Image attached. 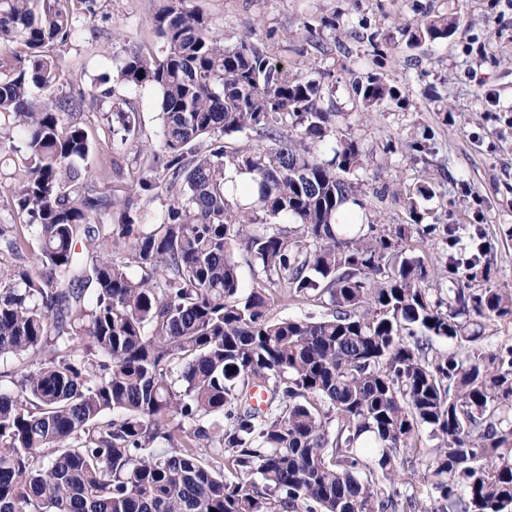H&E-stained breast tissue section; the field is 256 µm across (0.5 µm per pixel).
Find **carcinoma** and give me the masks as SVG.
<instances>
[{
  "instance_id": "1",
  "label": "carcinoma",
  "mask_w": 512,
  "mask_h": 512,
  "mask_svg": "<svg viewBox=\"0 0 512 512\" xmlns=\"http://www.w3.org/2000/svg\"><path fill=\"white\" fill-rule=\"evenodd\" d=\"M182 3L154 14L162 54L132 50L117 69L160 94L159 170L135 194L165 210L140 224L130 198L102 224L111 195L82 167L87 131L64 119L80 100L48 96L59 50L102 0H0V159L19 170L3 207L39 254L0 265V367L17 366L0 388V512H417L424 494L423 512H512V344L487 335L512 321V289L488 286L480 229L463 255L460 225L424 223L425 178L403 206L421 239L439 238L436 266L408 253L403 224L366 216L337 233L340 207L366 210L367 153L317 107L325 77L226 42ZM456 30L433 16L409 44ZM351 87L366 112L400 101L373 73ZM112 108V133L144 149L137 113ZM245 130L271 145L227 149ZM230 167L256 199L225 194ZM25 244L0 223V248L19 258ZM237 249L253 262L248 292ZM441 267L448 287H427ZM270 288L330 309L277 318ZM203 448L262 487L226 479Z\"/></svg>"
}]
</instances>
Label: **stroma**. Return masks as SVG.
Returning a JSON list of instances; mask_svg holds the SVG:
<instances>
[{
    "label": "stroma",
    "mask_w": 512,
    "mask_h": 512,
    "mask_svg": "<svg viewBox=\"0 0 512 512\" xmlns=\"http://www.w3.org/2000/svg\"><path fill=\"white\" fill-rule=\"evenodd\" d=\"M159 0H107L102 18L85 22L63 52L53 93L84 94L75 115L96 144L88 172L113 202L132 196L142 169L137 148L121 143L106 119L108 104L93 97L100 75L115 72L133 49L160 54L153 15ZM208 16L226 39L257 45L303 73H322L331 86L320 103L337 130L360 137L370 153L362 175L369 209L386 223L407 218L404 188L427 177L435 196L424 202L429 224L461 225L457 249L471 247L480 225L490 247L492 282L512 289V0H185ZM457 20L447 40L408 47V31L423 19ZM390 53L375 66L374 44ZM378 72L398 86L403 105L364 113L350 87L351 70ZM115 100L138 112L141 139L158 144L157 93L116 83ZM431 134L432 150L412 160L406 140Z\"/></svg>",
    "instance_id": "stroma-1"
}]
</instances>
